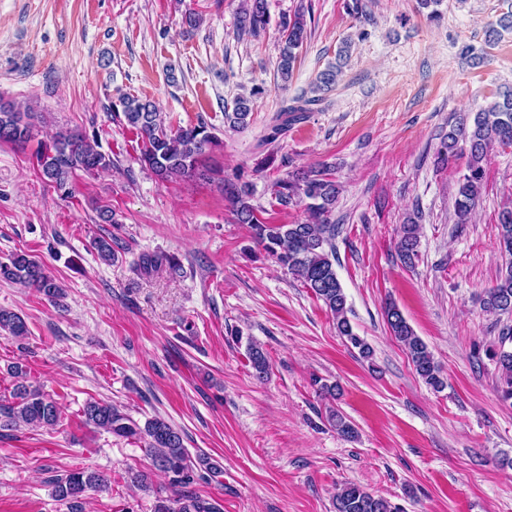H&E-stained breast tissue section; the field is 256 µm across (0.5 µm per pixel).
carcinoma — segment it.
Returning a JSON list of instances; mask_svg holds the SVG:
<instances>
[{"mask_svg":"<svg viewBox=\"0 0 512 512\" xmlns=\"http://www.w3.org/2000/svg\"><path fill=\"white\" fill-rule=\"evenodd\" d=\"M270 22L267 0H241L237 16L239 34L257 37L265 32ZM285 45L280 55L278 72L286 82L292 75L298 58L297 51L306 37V22L303 16L284 21ZM264 89H254L250 96L235 99L232 111L224 113V122L233 129H244L254 109V97ZM311 99H298L296 104L281 110L265 142L273 143L296 122L304 119L309 111ZM109 110L122 115L121 122L140 134L143 147L141 160L156 176L165 179L172 176L203 178L205 171L199 168L200 158L220 146L219 137L213 127L202 119L186 126L172 128L166 124L163 112L155 102L138 97L122 96L111 102ZM31 113L20 112L14 106L0 104V141L19 145L28 144L33 138V126L29 122ZM512 145V92L504 95L487 108L464 116L451 126L437 153V164L443 165L459 154L467 156L466 173L458 181L454 203L456 223L467 224L476 209L483 186L484 161L489 148L494 144ZM36 167L42 177L61 192L71 195V180L78 171L98 173L112 166V158L90 142L80 132L61 131L52 143H38L33 152ZM224 198L231 205L239 224H248L253 229L257 242L275 258L279 266L288 270L315 297L323 302L336 320L338 335L345 337L362 357L372 355L369 345L358 336L348 314L347 296L338 279L332 258L336 255L334 241L336 224L332 215L339 196L336 182L323 170L296 172L272 185V195L283 208L302 205L307 219L298 224H268L257 214L251 203L254 187L241 177L221 180ZM499 251L505 258L495 283L485 292L483 309L498 317H512V210H505L498 220ZM418 224L414 218L403 225L397 249L401 261L411 267L418 258ZM20 283L37 289L48 299L62 297V286L48 275L37 260L25 253H12L7 260L0 261V280ZM385 317L391 335L403 344L411 359L417 376L435 391H440L444 381L440 369L427 344L417 336L398 306L390 303L385 308ZM0 333L14 339H23L29 334L26 321L19 314L0 308ZM512 341V325L501 330L499 349L493 352L501 369L500 394L503 400H512V349L505 344ZM250 362L259 378L268 371V360L262 350L250 349ZM58 403L41 389L19 383L16 385L13 402L0 405V428L12 427L22 422L35 427L54 426L58 422ZM83 414L86 422L115 434L129 438L144 439L147 451L155 467L167 479L164 496L156 492L157 504L154 512H222L216 501L205 499L190 490L196 480L195 469L205 467L214 474L217 468L208 458L200 455L192 461L183 445L182 435L166 420L156 417L139 426L131 417L114 406L100 402L86 403ZM330 420L336 430L348 437L357 431L351 421L334 411ZM54 496L66 504L70 512H83V500L88 491H103L108 479L100 472L89 469L70 470L52 479ZM336 512H400L392 503L368 492L357 483L343 485L336 494Z\"/></svg>","mask_w":512,"mask_h":512,"instance_id":"cac0c4a2","label":"carcinoma"}]
</instances>
